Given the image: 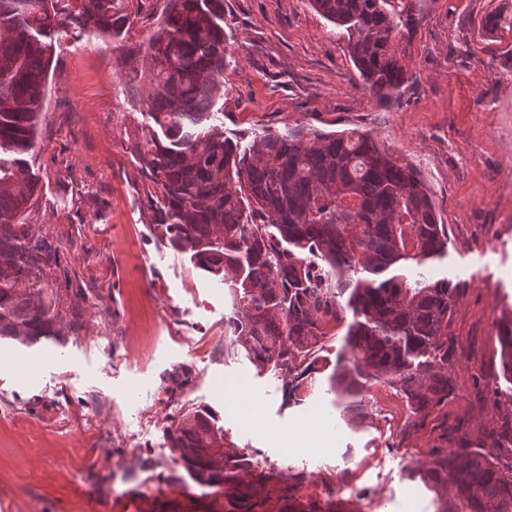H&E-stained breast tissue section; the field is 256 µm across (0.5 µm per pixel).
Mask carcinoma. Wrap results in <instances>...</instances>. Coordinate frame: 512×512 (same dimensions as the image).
I'll use <instances>...</instances> for the list:
<instances>
[{"instance_id":"carcinoma-1","label":"carcinoma","mask_w":512,"mask_h":512,"mask_svg":"<svg viewBox=\"0 0 512 512\" xmlns=\"http://www.w3.org/2000/svg\"><path fill=\"white\" fill-rule=\"evenodd\" d=\"M0 0V337L34 342L54 335L53 300L37 282L51 247L19 216L37 186L24 176L58 28L112 35L127 20L126 0ZM346 31L347 50L366 88L387 97L407 81L405 59L420 0H309ZM485 30L512 33V17L488 13ZM148 115L143 155L160 186L163 240L229 288L235 337L259 370L282 378L285 395L314 373L326 327L353 320L345 345L351 366L337 386L349 396L363 380L398 385L412 412L448 399V324L459 297L448 279L403 271L448 254V234L415 168L398 163L368 133L297 126L266 130L249 148L210 124L227 57L224 0H167L149 42ZM502 376L512 381V319L497 327ZM170 448L200 486L236 485L252 465L224 447L208 411L180 415ZM468 512H512V475L479 449L441 456Z\"/></svg>"}]
</instances>
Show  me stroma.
Returning <instances> with one entry per match:
<instances>
[{
  "mask_svg": "<svg viewBox=\"0 0 512 512\" xmlns=\"http://www.w3.org/2000/svg\"><path fill=\"white\" fill-rule=\"evenodd\" d=\"M166 0H129L118 34L53 38L24 216L56 261L39 278L58 311L53 336L0 339V512H463L437 454L483 449L504 473L512 422L499 320L512 317V33L481 28L512 0H424L409 80L376 98L347 38L308 0H224V110L215 122L249 146L297 125L369 133L416 168L448 234L422 273L457 285L448 326L453 392L422 416L383 381L355 397L331 388L347 363L346 322L330 325L316 371L292 396L224 334L220 278L160 237L161 189L142 145L150 123L142 58ZM188 376L168 392V377ZM211 411L224 444L254 464L238 487H202L167 432ZM314 450L291 448L289 435Z\"/></svg>",
  "mask_w": 512,
  "mask_h": 512,
  "instance_id": "obj_1",
  "label": "stroma"
}]
</instances>
